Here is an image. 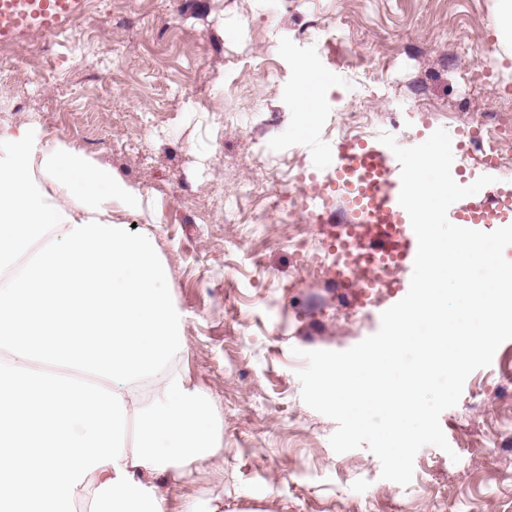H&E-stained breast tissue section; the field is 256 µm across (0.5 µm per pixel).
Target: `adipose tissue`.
Instances as JSON below:
<instances>
[{
    "label": "adipose tissue",
    "instance_id": "ef3b65f1",
    "mask_svg": "<svg viewBox=\"0 0 512 512\" xmlns=\"http://www.w3.org/2000/svg\"><path fill=\"white\" fill-rule=\"evenodd\" d=\"M24 135L0 159V272L48 230L52 250L0 288V512H65L86 480L95 512H167L150 476L201 461L220 445L205 397L178 362L182 320L156 237H131L112 202L138 189L74 150L43 152L48 199L30 176Z\"/></svg>",
    "mask_w": 512,
    "mask_h": 512
}]
</instances>
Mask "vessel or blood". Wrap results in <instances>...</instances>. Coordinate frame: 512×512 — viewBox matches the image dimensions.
<instances>
[{
	"label": "vessel or blood",
	"mask_w": 512,
	"mask_h": 512,
	"mask_svg": "<svg viewBox=\"0 0 512 512\" xmlns=\"http://www.w3.org/2000/svg\"><path fill=\"white\" fill-rule=\"evenodd\" d=\"M83 7L84 0H0V42L17 41L34 29L62 31ZM316 168L335 185L346 211L372 224L371 246L396 256L400 264L413 263L418 243L399 203L400 165L390 148L379 142H340L320 150ZM450 219L455 224H511L512 184H498L490 199L461 201Z\"/></svg>",
	"instance_id": "vessel-or-blood-1"
}]
</instances>
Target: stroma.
I'll use <instances>...</instances> for the list:
<instances>
[{
	"label": "stroma",
	"instance_id": "stroma-1",
	"mask_svg": "<svg viewBox=\"0 0 512 512\" xmlns=\"http://www.w3.org/2000/svg\"><path fill=\"white\" fill-rule=\"evenodd\" d=\"M498 0H85L40 62L42 78H0V157L22 133L63 145L138 188L139 209L114 202L130 236L154 227L187 348L179 363L222 421V447L155 476L167 512H512V430L497 385L512 340L466 380L414 481L447 490L403 500L368 449L343 454L335 422L300 397L297 350L344 351L375 333L399 294L356 303L325 285L295 250L330 238L270 206L302 185L312 153L391 134L403 147L436 129L512 125V39L496 35ZM480 45L489 85L471 84ZM315 71L318 110L303 122L298 62ZM22 107L26 122L11 115ZM251 183L263 194L244 198ZM261 224L248 223L254 210ZM458 451L451 460L450 451Z\"/></svg>",
	"mask_w": 512,
	"mask_h": 512
}]
</instances>
